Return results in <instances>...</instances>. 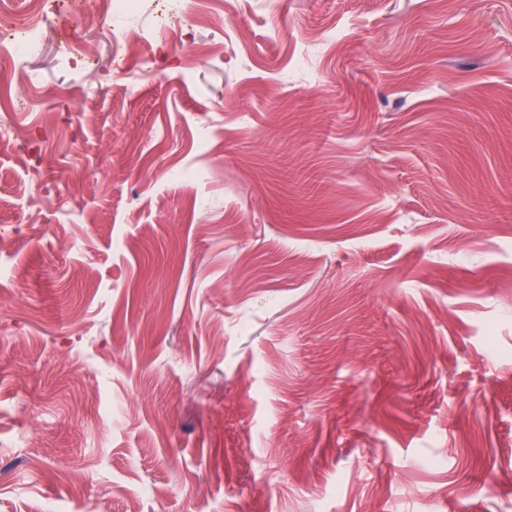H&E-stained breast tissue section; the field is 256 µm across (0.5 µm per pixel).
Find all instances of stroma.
Returning a JSON list of instances; mask_svg holds the SVG:
<instances>
[{
    "label": "stroma",
    "mask_w": 512,
    "mask_h": 512,
    "mask_svg": "<svg viewBox=\"0 0 512 512\" xmlns=\"http://www.w3.org/2000/svg\"><path fill=\"white\" fill-rule=\"evenodd\" d=\"M68 5L0 68V512H512V0H141L123 98Z\"/></svg>",
    "instance_id": "35a3bbf8"
}]
</instances>
